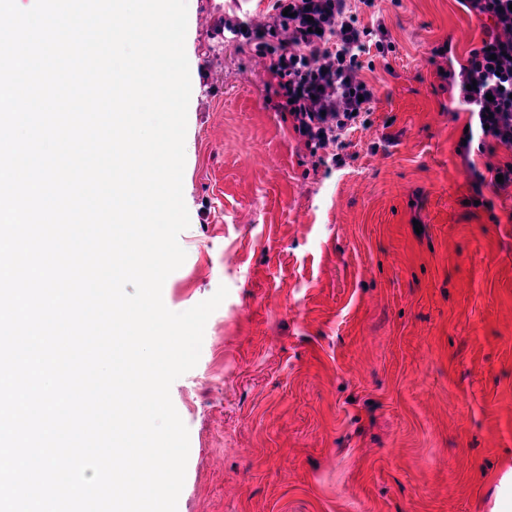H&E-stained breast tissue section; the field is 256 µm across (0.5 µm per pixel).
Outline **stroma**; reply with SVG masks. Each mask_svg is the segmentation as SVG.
Segmentation results:
<instances>
[{
    "label": "stroma",
    "mask_w": 512,
    "mask_h": 512,
    "mask_svg": "<svg viewBox=\"0 0 512 512\" xmlns=\"http://www.w3.org/2000/svg\"><path fill=\"white\" fill-rule=\"evenodd\" d=\"M187 257L162 298L228 295L172 402L189 430L177 512H494L512 483V161L460 150L441 67L485 36L460 0H375L368 129L313 156L222 28L271 0H187ZM450 45L448 56L434 48Z\"/></svg>",
    "instance_id": "35a3bbf8"
}]
</instances>
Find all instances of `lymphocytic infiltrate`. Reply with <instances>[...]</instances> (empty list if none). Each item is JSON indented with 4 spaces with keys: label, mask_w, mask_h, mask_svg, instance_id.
<instances>
[{
    "label": "lymphocytic infiltrate",
    "mask_w": 512,
    "mask_h": 512,
    "mask_svg": "<svg viewBox=\"0 0 512 512\" xmlns=\"http://www.w3.org/2000/svg\"><path fill=\"white\" fill-rule=\"evenodd\" d=\"M488 21L481 46L464 65L445 71L461 105L482 125V140L512 148V0H462ZM374 0H275L267 22L243 33L268 59L279 111L312 150L338 144L370 110L374 93L363 76L364 55L394 51L384 26L358 21L357 4Z\"/></svg>",
    "instance_id": "1"
}]
</instances>
